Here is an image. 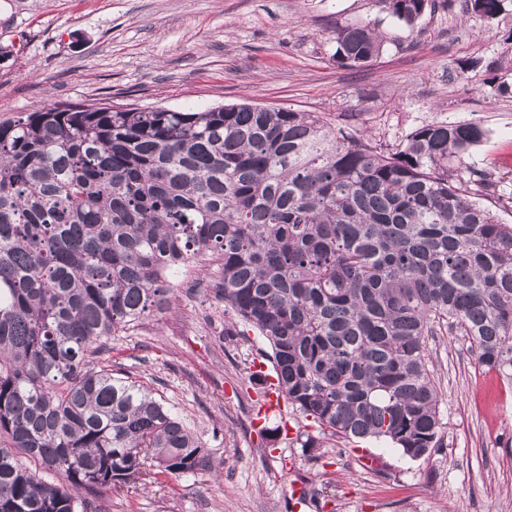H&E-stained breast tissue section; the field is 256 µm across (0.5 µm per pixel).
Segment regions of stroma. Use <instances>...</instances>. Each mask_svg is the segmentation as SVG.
Returning <instances> with one entry per match:
<instances>
[{
  "label": "stroma",
  "mask_w": 512,
  "mask_h": 512,
  "mask_svg": "<svg viewBox=\"0 0 512 512\" xmlns=\"http://www.w3.org/2000/svg\"><path fill=\"white\" fill-rule=\"evenodd\" d=\"M360 21L375 22L386 48L369 66H338L333 31ZM0 50V120L62 102L251 103L320 113L391 150L420 125L468 120L489 132L471 163L512 171V94H496L486 70L512 81V0L476 22L439 4L411 28L372 0H0ZM201 279L180 271L175 308L113 337L99 363L164 399L212 468L109 492L105 512H290L299 482L319 495L307 512H512V385L466 338L428 341L444 437L422 459L321 433L287 403L258 426L263 388L249 368L270 348L232 335V314ZM298 430L318 436L314 454Z\"/></svg>",
  "instance_id": "obj_1"
}]
</instances>
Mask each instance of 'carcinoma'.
Here are the masks:
<instances>
[{"label": "carcinoma", "mask_w": 512, "mask_h": 512, "mask_svg": "<svg viewBox=\"0 0 512 512\" xmlns=\"http://www.w3.org/2000/svg\"><path fill=\"white\" fill-rule=\"evenodd\" d=\"M434 0H374L412 27ZM500 14L503 0H465ZM333 58L385 38L338 25ZM469 121L385 151L322 116L58 104L0 121V512H98L142 476L210 469L144 385L94 356L172 309L194 265L269 344L278 395L331 434L411 460L441 443L426 339L446 327L512 382V174L466 157ZM483 197L491 206L477 202Z\"/></svg>", "instance_id": "obj_1"}]
</instances>
